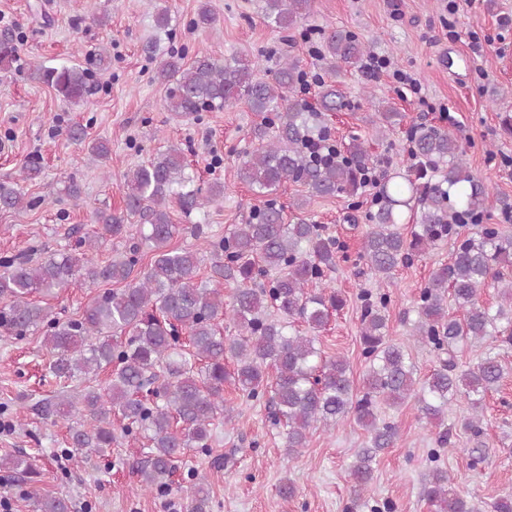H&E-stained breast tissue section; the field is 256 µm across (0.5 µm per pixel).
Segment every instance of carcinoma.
I'll return each instance as SVG.
<instances>
[{
  "mask_svg": "<svg viewBox=\"0 0 512 512\" xmlns=\"http://www.w3.org/2000/svg\"><path fill=\"white\" fill-rule=\"evenodd\" d=\"M261 17L279 30L303 24L309 0H262ZM169 9L159 7L154 26L159 36L145 52L160 57L156 79L167 85L165 107L183 118L198 112H219L243 99L251 111L276 129L273 140L245 155L239 175L254 193L266 198L249 211L244 223L224 236L206 238L202 248H179L171 241L181 231L199 239L200 224L184 228L172 223L170 209L185 217L224 197L218 181L202 187L185 163L180 148L171 146L127 175L125 209L95 213V227L68 249L42 260L20 251L0 257V336L24 339L43 331L49 350L45 366L56 379L87 382L83 389L42 399L34 410L49 420L63 415L71 421L69 447L90 448L102 456L124 442L147 441L146 464L137 470L145 492L165 489L180 459L191 451L212 453L215 421L232 419L224 404V382L232 377L247 397L269 396L268 419L286 429L288 450L303 448L317 423L330 426L353 416L368 433L352 469L353 490L360 495L373 480L377 457L393 446L395 422L378 416L382 403L395 407L418 397L424 418L439 428L437 443L448 444L443 423L448 405L458 398L471 410L461 426L470 435V467L488 458L481 416L487 394L496 389L503 369L491 351L461 369V346L487 337L512 345V236L497 224H484L489 184L473 174L458 139L434 125L410 128L411 153L406 165L378 177L374 210L359 258L381 281L400 264L422 255L438 243L453 244L450 262L432 272L422 289L413 322L414 342L434 352L438 366L415 388L414 365L405 346L389 339L385 293L365 296L360 316L362 355L368 364L361 394L353 393L346 359L324 357L315 337L294 329L303 322L311 331L324 327L333 311L344 306L329 287L339 246L321 224L303 217L286 222L274 196L288 181L303 185L309 196L356 195L368 187L367 171L374 162L363 142L354 139L334 160L318 157L308 146L323 132L319 111L296 96L303 76L299 60L290 58L258 76L256 61L232 55L220 62L198 52L191 63L185 55L161 48V36L172 37ZM366 52L364 41L342 29L326 30L321 58L332 72L356 66ZM17 62L15 37L0 36V68ZM105 47L91 51L86 64L31 69L34 79L50 87L67 105L92 95L98 78L110 68ZM344 106L331 84L323 86L326 112ZM67 137L87 144L97 161L110 152L109 143L88 139L73 126ZM22 188L0 182V209L23 206ZM410 213V236L400 230ZM137 219L139 235L126 239L125 220ZM465 224L482 225L477 238L460 237ZM112 247V257L98 262V250ZM150 261L138 268L144 253ZM79 281L106 283L112 288L94 296L78 317L63 320L53 310L31 301V294L51 293ZM235 285L224 302V284ZM497 285L496 309L479 303L481 290ZM460 310L457 318L448 304ZM238 329L224 335V322ZM233 364V372L225 362ZM108 372L106 386L92 385ZM0 468L25 481L37 474L31 458L19 452L0 457ZM191 512H210L206 476L192 473ZM422 497L434 512H472L448 470L433 467ZM65 496L37 501L36 512H71Z\"/></svg>",
  "mask_w": 512,
  "mask_h": 512,
  "instance_id": "cac0c4a2",
  "label": "carcinoma"
}]
</instances>
